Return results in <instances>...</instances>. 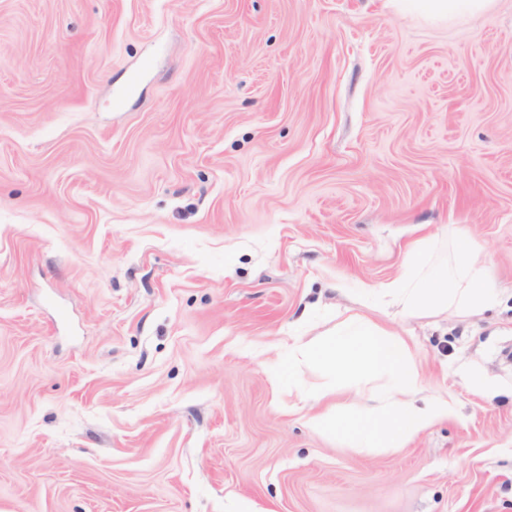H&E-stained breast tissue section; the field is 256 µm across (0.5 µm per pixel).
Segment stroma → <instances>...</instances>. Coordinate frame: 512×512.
<instances>
[{
	"label": "stroma",
	"mask_w": 512,
	"mask_h": 512,
	"mask_svg": "<svg viewBox=\"0 0 512 512\" xmlns=\"http://www.w3.org/2000/svg\"><path fill=\"white\" fill-rule=\"evenodd\" d=\"M451 224L500 305L375 309ZM356 317L454 400L404 447L270 384ZM510 349L512 0H0V512H512ZM495 0H402L403 10L419 13L434 21L459 15H477L491 8Z\"/></svg>",
	"instance_id": "1"
}]
</instances>
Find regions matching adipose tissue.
<instances>
[{
	"instance_id": "ef3b65f1",
	"label": "adipose tissue",
	"mask_w": 512,
	"mask_h": 512,
	"mask_svg": "<svg viewBox=\"0 0 512 512\" xmlns=\"http://www.w3.org/2000/svg\"><path fill=\"white\" fill-rule=\"evenodd\" d=\"M494 0H401L403 10L434 21L486 12ZM488 262L479 245L449 225L447 236L421 239L406 255L393 278L375 285L383 308L401 315L426 309L479 315L499 304L487 284Z\"/></svg>"
}]
</instances>
